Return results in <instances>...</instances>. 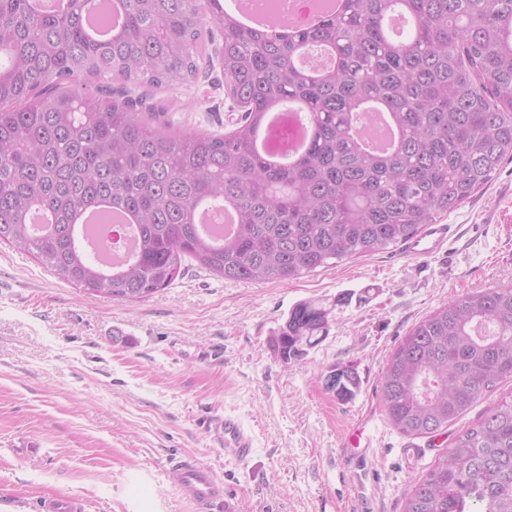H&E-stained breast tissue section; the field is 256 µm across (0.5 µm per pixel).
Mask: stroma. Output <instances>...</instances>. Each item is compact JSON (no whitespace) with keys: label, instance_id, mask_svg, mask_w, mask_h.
Listing matches in <instances>:
<instances>
[{"label":"stroma","instance_id":"1","mask_svg":"<svg viewBox=\"0 0 512 512\" xmlns=\"http://www.w3.org/2000/svg\"><path fill=\"white\" fill-rule=\"evenodd\" d=\"M153 97L187 130L224 132L233 118L217 61ZM447 221L454 235L428 258L393 247L286 284L191 268L137 302L86 296L0 244V512L59 496L79 512H197L167 477L176 458L223 481L217 512H404L455 437L512 399L503 380L432 438L400 434L384 411L386 363L420 320L512 284V161ZM309 299L329 309V334L282 362L268 339ZM334 366L359 375L351 401L325 385ZM224 412L252 431L250 459L205 435ZM358 427L368 447H346Z\"/></svg>","mask_w":512,"mask_h":512}]
</instances>
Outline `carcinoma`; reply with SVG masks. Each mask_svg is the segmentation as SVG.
<instances>
[{"instance_id": "carcinoma-1", "label": "carcinoma", "mask_w": 512, "mask_h": 512, "mask_svg": "<svg viewBox=\"0 0 512 512\" xmlns=\"http://www.w3.org/2000/svg\"><path fill=\"white\" fill-rule=\"evenodd\" d=\"M413 26H385L392 2ZM64 15L0 0V243L30 254L93 297L141 301L170 286L185 260L232 281L288 283L345 259L406 244L493 179L512 156V0H345L338 16L242 29L214 0H122V30L86 35V0ZM224 89L238 113L226 133L163 120L150 90L173 89L211 64L213 28ZM335 65L309 74L302 49ZM97 81L96 92L83 80ZM130 85L147 92L128 93ZM303 104L312 136L274 165L253 135L271 112ZM387 113L393 147L367 151L356 130ZM231 208L217 241L198 203ZM50 215L47 231L30 224ZM135 219L136 250L106 271L89 256L77 216ZM329 310L297 303L269 339L284 362L329 332ZM331 391L355 396L358 376L333 368ZM512 379V285L448 301L419 322L383 374V404L407 437L448 429ZM512 512V401L465 430L416 486L405 512Z\"/></svg>"}]
</instances>
